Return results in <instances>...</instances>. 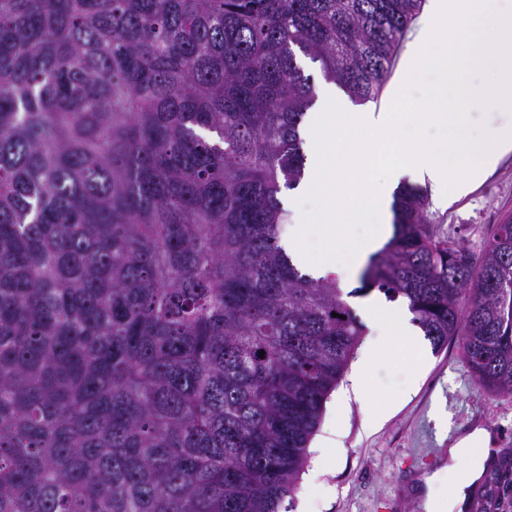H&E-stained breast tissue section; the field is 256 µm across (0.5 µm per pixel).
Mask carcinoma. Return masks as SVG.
<instances>
[{"label":"carcinoma","instance_id":"1","mask_svg":"<svg viewBox=\"0 0 512 512\" xmlns=\"http://www.w3.org/2000/svg\"><path fill=\"white\" fill-rule=\"evenodd\" d=\"M421 6L0 0V512H288L364 336L282 244L302 60L373 99ZM425 206L362 287L511 395L512 220L477 260ZM350 305L352 306V308L354 309L355 313L357 314V316L359 317V319L361 320V322L363 323L364 327L366 326L365 325V322L363 320V317H362V312L360 311L358 305H356L355 303L351 302ZM367 332H368V328L365 327V336L367 335ZM365 336L363 338V342H364V339H365ZM363 342L361 343V345L358 347V349L356 350L355 354L353 355V357L350 359L349 363H348V366L347 368L345 369L344 371V374H343V377L340 379L339 383L337 384L336 386V389L331 393V395L329 396L326 404H325V407H324V410H323V414H322V417H321V420H320V423L317 427V430L316 432L314 433V435L312 436L309 444H308V455H307V462H306V465H305V468H304V471L303 473L301 474V478H300V481H299V486H298V489L297 491L295 492V495H294V499L292 500V508L289 509L291 510L290 512H297L296 510V505L298 503V497L301 495L303 489H302V483H303V480H304V477L306 475V473L308 472V470L311 468L312 466V459H313V453L311 452V447L313 446V441L315 439V437L321 433V430L325 424V421H326V414H327V410H328V407L330 405V403L332 402V400L334 399L335 395L337 397L338 393L340 392L341 388L344 387V385H346V377H347V374L349 373L350 371V368H351V365L356 361V359L361 355V352H362V348H363Z\"/></svg>","mask_w":512,"mask_h":512}]
</instances>
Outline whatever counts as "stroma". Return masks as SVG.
<instances>
[{
  "instance_id": "obj_1",
  "label": "stroma",
  "mask_w": 512,
  "mask_h": 512,
  "mask_svg": "<svg viewBox=\"0 0 512 512\" xmlns=\"http://www.w3.org/2000/svg\"><path fill=\"white\" fill-rule=\"evenodd\" d=\"M435 238L482 255L497 224L512 217V153L470 194L440 206L428 202ZM428 362L418 377L398 371L400 393L375 428L350 402L341 422V452L322 481L329 494L310 490L316 512H418L420 481L439 469L448 441L486 427L496 436L499 459H512V395H496L471 372L458 339L443 347L423 341Z\"/></svg>"
}]
</instances>
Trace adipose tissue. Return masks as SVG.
I'll return each instance as SVG.
<instances>
[{"instance_id":"obj_1","label":"adipose tissue","mask_w":512,"mask_h":512,"mask_svg":"<svg viewBox=\"0 0 512 512\" xmlns=\"http://www.w3.org/2000/svg\"><path fill=\"white\" fill-rule=\"evenodd\" d=\"M492 434L488 429L477 428L450 442L448 464L425 480L426 512H461L468 492L484 476L491 461L490 444ZM449 483L452 487L450 498L437 497V486Z\"/></svg>"}]
</instances>
